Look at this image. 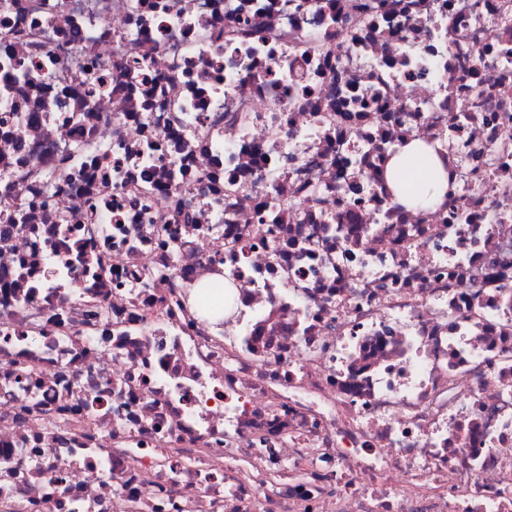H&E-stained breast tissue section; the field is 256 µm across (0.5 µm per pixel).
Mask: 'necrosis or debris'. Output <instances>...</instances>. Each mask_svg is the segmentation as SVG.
<instances>
[{
    "label": "necrosis or debris",
    "instance_id": "4bbe7bcc",
    "mask_svg": "<svg viewBox=\"0 0 512 512\" xmlns=\"http://www.w3.org/2000/svg\"><path fill=\"white\" fill-rule=\"evenodd\" d=\"M364 2L0 0V512H512V0ZM422 149V144L419 141H412L409 142L406 146H404L400 153L396 156H394L387 169L386 173V179L389 184V186L392 188V190L397 194V196L400 198L401 202L407 207L412 208L407 200L400 194L399 188H398V178L400 171L403 166V161L405 158L409 157L410 155L417 154Z\"/></svg>",
    "mask_w": 512,
    "mask_h": 512
}]
</instances>
